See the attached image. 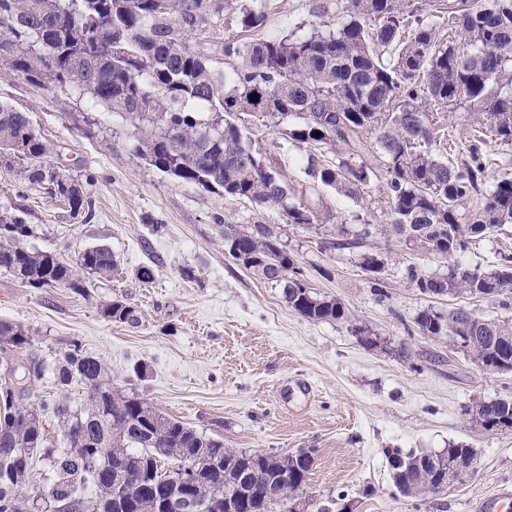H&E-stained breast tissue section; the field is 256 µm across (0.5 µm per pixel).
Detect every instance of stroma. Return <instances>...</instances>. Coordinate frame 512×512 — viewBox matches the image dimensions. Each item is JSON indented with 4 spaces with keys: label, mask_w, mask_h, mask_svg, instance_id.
<instances>
[{
    "label": "stroma",
    "mask_w": 512,
    "mask_h": 512,
    "mask_svg": "<svg viewBox=\"0 0 512 512\" xmlns=\"http://www.w3.org/2000/svg\"><path fill=\"white\" fill-rule=\"evenodd\" d=\"M341 0H270L259 35H303L335 17ZM0 100L26 112L45 137L49 161L88 183L90 213L71 214L60 201L0 171V212L24 215L29 248L76 258L108 246L116 270L86 276V289L30 288L0 271V319L33 328L35 350L54 359L65 340L82 342L104 362L116 389L136 394L169 417L225 447L291 454L315 451L299 512H475L495 488L512 487V429L485 430L473 405L512 396V373L483 370L447 337L415 324L426 309L463 306L512 324V307L466 295L431 298L410 286L406 269L444 273L446 259L407 249L388 232L382 179L358 197L313 183L309 149L276 129L252 125V137L296 190H309L331 221L356 233L373 225L359 247L335 246L339 232L284 223L278 210L173 179L135 152L133 129L119 116L89 110L76 95L43 89L0 66ZM432 120L451 158L472 139L467 108ZM228 224H266L294 258L313 292L341 299L352 322L312 321L282 298L280 288L245 269L224 245ZM379 255L384 271L371 279L363 254ZM512 255V224L472 238L457 261L497 268ZM150 267L151 280L138 278ZM192 269V278L182 275ZM124 299L135 325L108 320L102 306ZM369 329L362 343L352 324ZM464 444L476 453L471 476L423 500L394 487L388 453L438 452Z\"/></svg>",
    "instance_id": "1"
}]
</instances>
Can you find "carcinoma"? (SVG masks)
<instances>
[{
  "mask_svg": "<svg viewBox=\"0 0 512 512\" xmlns=\"http://www.w3.org/2000/svg\"><path fill=\"white\" fill-rule=\"evenodd\" d=\"M425 0H343L323 30L269 39H239L224 55L242 65L226 73L190 46L216 20L241 32L264 28L268 14L252 5L235 11L229 0H0V62L41 88L69 90L93 108L130 121L136 152L157 170L206 190L278 210L287 224L318 226L320 213L295 199L288 178L254 145L243 116H259L289 139L313 149L308 173L322 184L357 196L383 166L391 231L408 249L449 261L445 274L407 268V280L430 297L468 294L512 304V265L491 270L454 261L474 236L512 224V178L489 194L487 142L512 146V0H450L448 39L422 16ZM53 57V63L47 58ZM461 104L479 125L468 159L440 155L432 108ZM299 119L289 124V117ZM373 129L375 141L362 132ZM346 147L336 165L320 163L322 146ZM48 146L29 120L0 101V157L4 169L79 214L90 200L81 184L46 160ZM483 197L473 212L470 201ZM25 219L0 213V270L32 288L84 289L81 273L109 274L116 265L106 246L76 260L29 249ZM224 245L243 267L282 288L288 307L314 321H351L340 299L318 296L295 260L265 224L224 225ZM112 321L136 324L137 309L116 299L103 306ZM416 325L426 336H468L465 352L489 371H512V327L465 307L424 310ZM31 328L0 321V512H32L23 494L25 466L45 462L54 474L50 512H161L154 488L190 487L205 509L231 499L235 512H277L299 495L314 465L311 453L276 455L224 447V439L197 432L145 400L112 389L108 367L69 339L48 362L32 352ZM84 390L74 410L62 398H39L45 376ZM486 430L512 428V397L471 410ZM62 428L63 449L47 445L43 420ZM208 463L196 474L185 458ZM475 458L457 445L438 453H388L400 495L420 498L448 485L452 458ZM120 481L121 495L114 494ZM90 481L96 497L85 498Z\"/></svg>",
  "mask_w": 512,
  "mask_h": 512,
  "instance_id": "1",
  "label": "carcinoma"
}]
</instances>
